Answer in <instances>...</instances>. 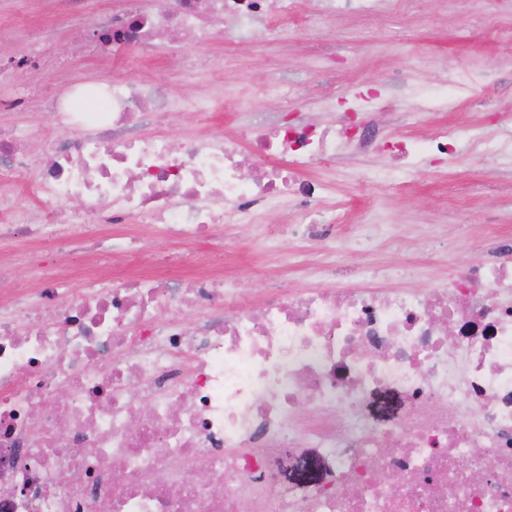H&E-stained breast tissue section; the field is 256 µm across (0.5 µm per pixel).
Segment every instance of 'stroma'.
<instances>
[{
	"label": "stroma",
	"instance_id": "35a3bbf8",
	"mask_svg": "<svg viewBox=\"0 0 512 512\" xmlns=\"http://www.w3.org/2000/svg\"><path fill=\"white\" fill-rule=\"evenodd\" d=\"M324 2L293 0L287 14L252 38L215 34L201 49L213 66L188 75L181 62L154 61L133 48L124 50L119 70L108 57L73 56L78 23L58 0H0V63L14 68L12 76L0 78V97L19 101L14 109L0 110V129L50 125L43 98L66 86L115 77L158 83L205 106V113L186 114L179 124L159 116L143 127L176 138L216 131L235 136L250 117L283 122L295 113L329 124L340 113L357 112L386 140L452 126L457 154L425 159L416 169H391L387 155L377 152L314 164L308 172L330 188L326 205L337 237L348 235L363 216L390 225L389 238L377 247L409 274L386 282V289L423 288L436 276L483 262L493 234H512V153L478 158L469 144L479 137L512 141V124L495 121L496 114L512 113V0H376L371 8L336 0L326 21L309 23ZM457 75L476 78L475 96L450 111H420L421 93ZM277 78L299 84V96H267L266 85ZM373 90L396 100L395 114L363 110L362 98ZM329 97L335 102L331 112L321 107ZM294 219L289 206L264 210L241 226L235 242L221 249L200 244L196 250L205 265L238 277L247 293L274 281L304 288L308 282L300 266L284 265L262 246L267 225ZM0 249L25 253V263L15 269L20 288L28 287L36 269L58 271L68 287H80L88 265L87 252L65 239L36 245L18 238L0 242Z\"/></svg>",
	"mask_w": 512,
	"mask_h": 512
}]
</instances>
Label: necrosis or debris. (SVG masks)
Segmentation results:
<instances>
[{
    "instance_id": "obj_1",
    "label": "necrosis or debris",
    "mask_w": 512,
    "mask_h": 512,
    "mask_svg": "<svg viewBox=\"0 0 512 512\" xmlns=\"http://www.w3.org/2000/svg\"><path fill=\"white\" fill-rule=\"evenodd\" d=\"M147 0L103 12L79 57L118 48L186 56L220 30L239 35L288 0ZM105 106L48 101L51 127L0 132V240L57 241L67 227L135 222L144 234L87 233L96 261L121 255L129 277L98 269L83 286L16 288L0 259V471L30 498L0 512H512V240L461 275L386 290L403 267L369 256L384 224L361 220L337 238L306 178L342 150L378 151L370 125L251 121L238 136L137 135L156 115L179 121L186 101L158 84L89 87ZM457 152L455 128L402 140L395 160ZM81 209H71V202ZM293 204L271 225L268 250L319 245L307 288L246 294L235 276L204 269L193 247L232 239L256 204ZM184 245L189 276H159L149 229ZM345 254L379 285L334 287ZM199 311L189 321L185 311ZM388 390L406 414L373 427L362 398ZM316 449L304 490L282 483L280 449ZM205 469L202 483L186 479ZM78 470L80 483L62 481ZM482 482H474V475Z\"/></svg>"
}]
</instances>
